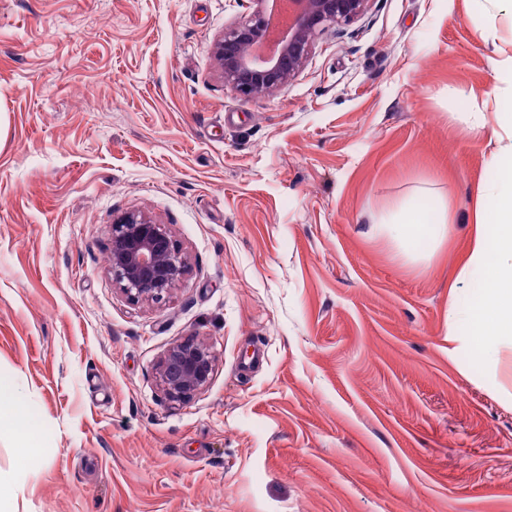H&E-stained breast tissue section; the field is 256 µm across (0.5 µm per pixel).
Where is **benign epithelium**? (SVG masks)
Segmentation results:
<instances>
[{
  "label": "benign epithelium",
  "mask_w": 512,
  "mask_h": 512,
  "mask_svg": "<svg viewBox=\"0 0 512 512\" xmlns=\"http://www.w3.org/2000/svg\"><path fill=\"white\" fill-rule=\"evenodd\" d=\"M251 19L224 32L213 45L224 82L245 98L268 95L288 84L305 66L317 30L348 23L364 13L369 0H290L298 10L288 35L256 61L254 45L271 39L270 0H250ZM108 270L115 284L135 302L162 300L184 277L187 264L165 224L146 214L123 213L110 226ZM215 355L205 343L187 339L172 344L161 357L158 375L165 396L186 402L209 384Z\"/></svg>",
  "instance_id": "obj_1"
}]
</instances>
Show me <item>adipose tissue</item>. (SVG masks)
Instances as JSON below:
<instances>
[{
    "label": "adipose tissue",
    "instance_id": "1",
    "mask_svg": "<svg viewBox=\"0 0 512 512\" xmlns=\"http://www.w3.org/2000/svg\"><path fill=\"white\" fill-rule=\"evenodd\" d=\"M493 121L509 143L490 158L497 177L485 193L492 197L493 204H480L474 210L468 256L460 271L464 279L471 273H481L483 285L467 311V334L453 337L479 361L493 359L501 345H512V114L495 113ZM445 224V217L427 214L420 206L412 205L394 224L393 231L412 246L420 237L443 233Z\"/></svg>",
    "mask_w": 512,
    "mask_h": 512
}]
</instances>
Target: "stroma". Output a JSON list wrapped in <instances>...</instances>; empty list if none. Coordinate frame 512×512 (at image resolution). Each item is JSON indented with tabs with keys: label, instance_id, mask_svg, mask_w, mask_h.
Wrapping results in <instances>:
<instances>
[{
	"label": "stroma",
	"instance_id": "stroma-1",
	"mask_svg": "<svg viewBox=\"0 0 512 512\" xmlns=\"http://www.w3.org/2000/svg\"><path fill=\"white\" fill-rule=\"evenodd\" d=\"M250 0H0V512H512V346L448 356L474 208L512 110L477 0H369L287 86L212 54ZM445 209L435 243L388 230ZM143 212L187 262L160 302L109 274ZM216 357L190 401L157 365ZM215 355L204 342L187 339L172 344L161 357L158 375L171 402H186L209 384Z\"/></svg>",
	"mask_w": 512,
	"mask_h": 512
}]
</instances>
